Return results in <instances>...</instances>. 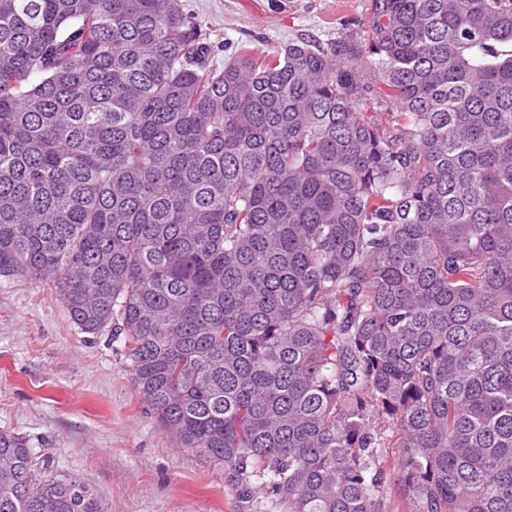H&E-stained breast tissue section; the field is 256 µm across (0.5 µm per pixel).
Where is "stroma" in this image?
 <instances>
[{"label":"stroma","instance_id":"obj_1","mask_svg":"<svg viewBox=\"0 0 512 512\" xmlns=\"http://www.w3.org/2000/svg\"><path fill=\"white\" fill-rule=\"evenodd\" d=\"M212 33L213 65L242 47L267 52L302 37L328 41L367 22L370 0H182ZM0 430L90 480L107 512H241L222 464L178 447L132 381L122 340L70 319L49 281L0 276Z\"/></svg>","mask_w":512,"mask_h":512}]
</instances>
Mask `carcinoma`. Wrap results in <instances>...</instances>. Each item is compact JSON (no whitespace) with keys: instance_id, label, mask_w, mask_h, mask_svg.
<instances>
[{"instance_id":"carcinoma-1","label":"carcinoma","mask_w":512,"mask_h":512,"mask_svg":"<svg viewBox=\"0 0 512 512\" xmlns=\"http://www.w3.org/2000/svg\"><path fill=\"white\" fill-rule=\"evenodd\" d=\"M210 68L180 0H0V275L127 348L247 504L512 512V0ZM0 512H105L0 431ZM395 448H381L376 465L384 471V482L382 485L385 512H408L403 498L400 496L396 486V469L394 466Z\"/></svg>"}]
</instances>
